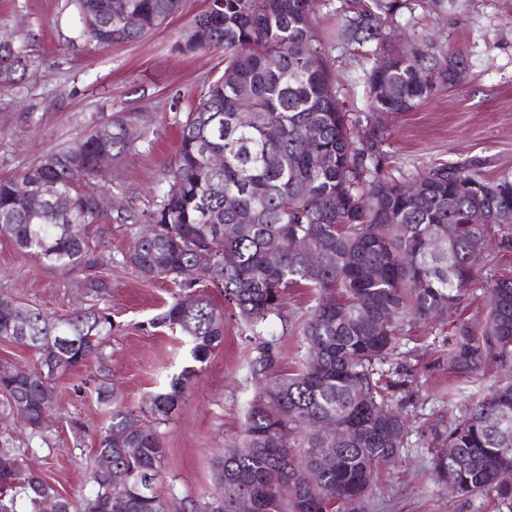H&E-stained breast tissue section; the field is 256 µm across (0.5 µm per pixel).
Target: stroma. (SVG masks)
<instances>
[{"label": "stroma", "instance_id": "35a3bbf8", "mask_svg": "<svg viewBox=\"0 0 512 512\" xmlns=\"http://www.w3.org/2000/svg\"><path fill=\"white\" fill-rule=\"evenodd\" d=\"M206 0H182L170 23L141 40L101 48L80 34L72 0H0V34L24 51L27 67L15 84L0 87V178L18 175L46 155L81 141L113 113L133 116L140 134L118 160L91 179L115 213L107 235L91 234L100 256L97 270L110 292L84 294L81 270H64L23 253L0 236V296L39 308L54 318L78 306L108 309L115 328L104 346L110 379L121 406L140 413L150 393L165 388L192 359L188 345L151 319L170 301L176 287L167 278L146 279L127 253L155 210L169 181L180 126L205 85L222 73L224 52L181 53L175 44ZM340 0H321L315 21L322 30L336 88L353 111L365 107L366 64L357 50L335 38ZM402 42L433 36L464 53L468 77L442 88L423 105L386 115V150L394 175L403 181L441 163L480 161L487 175L512 173V0H473L468 11L434 19L403 16ZM476 279L462 304L464 318L483 325L489 310L488 281L512 270V249L489 232L476 265ZM315 300L304 288L284 299L282 320L266 329L275 339L282 371L304 360L299 327ZM453 328L433 323L401 331L398 353L383 370L397 381L392 404L411 433L401 461L382 470L366 512H498L486 499L463 501L429 476L426 437L432 425L463 416L471 399L496 380L512 376L488 362L484 375L466 382L448 374ZM259 337L232 313L224 315V343L215 349L190 386L181 409L161 428L165 448L160 491H175L181 512H200L217 488L213 461L240 434L251 401L265 379L253 369ZM97 362L59 377L57 404L50 417L49 444L29 440L16 419L0 417V449L24 458L28 467L72 501L88 495L95 467L96 439L112 410L94 392Z\"/></svg>", "mask_w": 512, "mask_h": 512}]
</instances>
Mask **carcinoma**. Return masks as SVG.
<instances>
[{
	"label": "carcinoma",
	"mask_w": 512,
	"mask_h": 512,
	"mask_svg": "<svg viewBox=\"0 0 512 512\" xmlns=\"http://www.w3.org/2000/svg\"><path fill=\"white\" fill-rule=\"evenodd\" d=\"M105 0H76L82 35L101 47L135 42L174 15L180 0H123L140 18L123 24ZM451 14L464 0H342L336 38L366 49L369 111L340 100L324 42L314 21L318 0H207L176 43L180 52L224 49V71L205 88L180 129L177 158L149 226L136 238L129 262L148 278H170L195 290L187 305L175 296L152 320L190 345L204 364L224 341V311L206 283L254 336L280 317L292 288H312L317 303L303 322L306 348L299 370L277 369L270 346L255 370L267 378L250 403L239 442L215 462L219 486L202 512H361L382 469L407 447L410 426L392 407L397 383L377 371L397 349L403 327L454 314L475 279L472 254L487 228L505 231L512 246V174L494 178L477 162L441 163L411 182L393 175L384 150V116L408 112L448 86L449 72L468 68L462 52L430 38L396 46L390 30L414 6ZM98 19L97 29L86 26ZM25 69L14 42L0 43V86ZM132 117L117 113L84 140L48 154L14 177L0 179V235L63 269L87 272L81 287L102 297L90 227L108 218L98 192L83 183L97 171L99 153L120 158L139 138ZM318 136L310 137L311 130ZM211 154L224 165L210 168ZM24 183L25 193L17 189ZM280 260L272 264L268 254ZM211 252L215 262L201 264ZM199 269L193 281L185 271ZM490 313L476 329L452 321L448 372L468 381L488 358L512 364V276L489 285ZM112 318L93 306L68 318L0 297V340L33 350L26 366L0 367V413L26 417L30 439L48 443L58 373L101 360ZM197 370L185 367L169 389L150 395L152 425L131 427L133 413L113 402L103 379L94 390L112 402L99 434L96 464L129 476L108 486L91 473L93 490L74 506L11 451H0V512H38L51 498L58 512H175V500L155 490L164 458L159 425L181 407ZM335 423L332 436L321 425ZM428 447L435 476L462 500L488 497L512 512V379L472 400L466 414L432 428Z\"/></svg>",
	"instance_id": "obj_1"
}]
</instances>
